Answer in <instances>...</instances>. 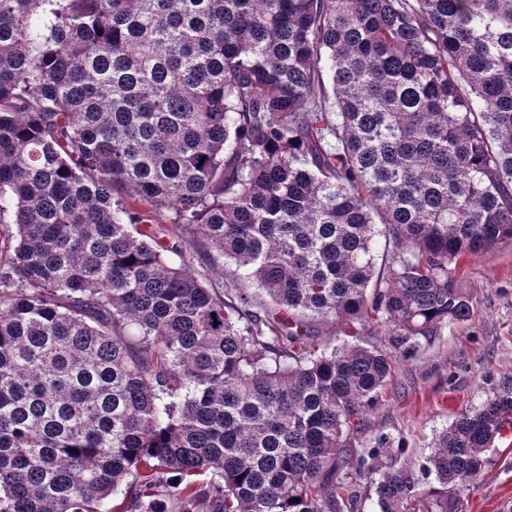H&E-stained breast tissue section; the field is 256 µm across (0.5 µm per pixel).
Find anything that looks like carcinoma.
Listing matches in <instances>:
<instances>
[{"mask_svg": "<svg viewBox=\"0 0 512 512\" xmlns=\"http://www.w3.org/2000/svg\"><path fill=\"white\" fill-rule=\"evenodd\" d=\"M0 224V512H457L512 380L418 476L360 336L417 354L512 243V0H0ZM185 260L192 271L206 282H220L230 286L235 280L229 276L230 265L224 255L206 241L196 242L193 248H188ZM237 287V284H236Z\"/></svg>", "mask_w": 512, "mask_h": 512, "instance_id": "obj_1", "label": "carcinoma"}]
</instances>
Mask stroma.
<instances>
[{
  "mask_svg": "<svg viewBox=\"0 0 512 512\" xmlns=\"http://www.w3.org/2000/svg\"><path fill=\"white\" fill-rule=\"evenodd\" d=\"M185 259L200 279L231 284L227 260L207 242L195 243ZM456 279L473 300V317L444 325L432 343L400 361L366 417L365 438L389 436L401 446L398 460L416 468L459 413L512 378V245L464 257ZM489 456L459 512H512V428Z\"/></svg>",
  "mask_w": 512,
  "mask_h": 512,
  "instance_id": "obj_1",
  "label": "stroma"
}]
</instances>
